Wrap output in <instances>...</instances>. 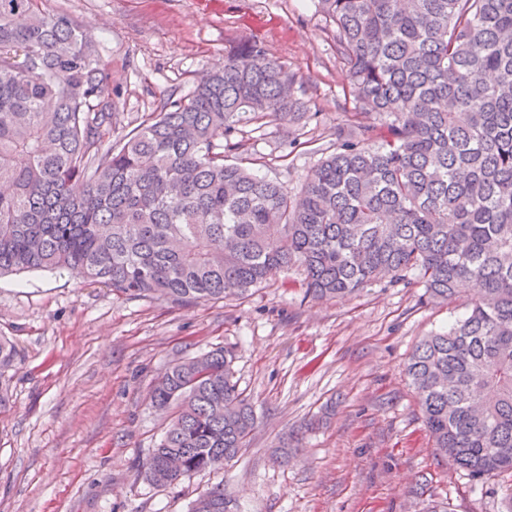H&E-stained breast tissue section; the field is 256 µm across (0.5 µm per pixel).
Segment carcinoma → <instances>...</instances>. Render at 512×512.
Masks as SVG:
<instances>
[{"label": "carcinoma", "instance_id": "1", "mask_svg": "<svg viewBox=\"0 0 512 512\" xmlns=\"http://www.w3.org/2000/svg\"><path fill=\"white\" fill-rule=\"evenodd\" d=\"M349 94L372 116L336 131L300 192L244 165V119L292 118L296 73L257 44L116 145L109 77L67 16L0 0V277L61 270L174 304L243 298L298 266L306 296L419 274L425 300L475 298L423 337L405 373L437 454L506 484L512 512V0H318ZM234 353L182 358L151 403L175 408L141 465L166 487L233 460L255 427ZM300 437L274 449L285 465ZM179 455L184 470L169 473ZM224 488L190 512H214Z\"/></svg>", "mask_w": 512, "mask_h": 512}]
</instances>
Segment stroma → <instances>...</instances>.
<instances>
[{"label": "stroma", "instance_id": "35a3bbf8", "mask_svg": "<svg viewBox=\"0 0 512 512\" xmlns=\"http://www.w3.org/2000/svg\"><path fill=\"white\" fill-rule=\"evenodd\" d=\"M97 44L115 111L111 141L224 61L263 46L296 72L302 114L240 124L259 175L299 192L336 147L354 103L317 0H38ZM294 267L239 299L174 305L37 270L0 278V337L16 351L0 370V512H188L223 485L235 512H499L481 482L436 454L405 375L414 345L466 311L440 307L416 275L344 299L305 295ZM216 346L235 353L238 387L257 417L248 448L222 469L162 488L137 474L169 413L150 392L175 360ZM302 430L288 465L278 435Z\"/></svg>", "mask_w": 512, "mask_h": 512}]
</instances>
